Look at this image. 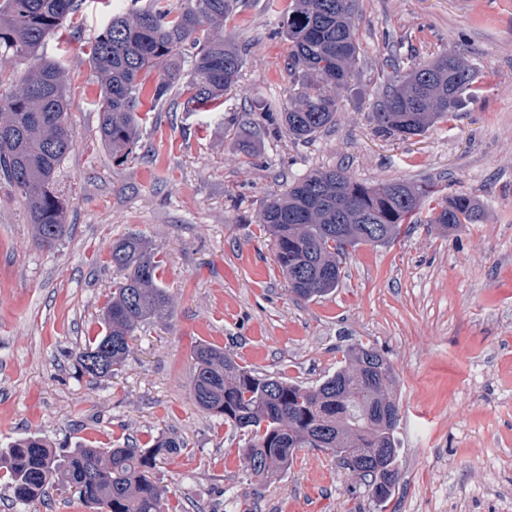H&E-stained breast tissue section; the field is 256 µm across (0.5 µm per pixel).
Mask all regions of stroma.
Here are the masks:
<instances>
[{
  "label": "stroma",
  "mask_w": 512,
  "mask_h": 512,
  "mask_svg": "<svg viewBox=\"0 0 512 512\" xmlns=\"http://www.w3.org/2000/svg\"><path fill=\"white\" fill-rule=\"evenodd\" d=\"M131 7H88L46 47L72 102L76 147L58 178L67 235L37 247L24 199L0 183V450L32 434L61 453L179 435L189 452L154 472L171 512H512V0H356L358 57L336 120L305 140L266 116L287 110L294 84L282 0H248L224 23L248 55L223 104L144 99L139 139L118 160L99 141L89 56L111 14ZM447 50L481 72L461 109L419 136L381 132L386 59L405 71ZM335 168L371 184L431 179L478 196L485 215L349 249L336 291L300 302L258 214L304 175ZM127 235L157 252L171 302L135 330L123 366L91 385L74 364L101 330L120 279L107 256ZM203 342L305 386L333 374L350 345L385 352L401 405L400 483L387 508L314 448L287 475L251 478L239 435L193 400ZM0 512L87 510L69 490L16 504L1 478Z\"/></svg>",
  "instance_id": "35a3bbf8"
}]
</instances>
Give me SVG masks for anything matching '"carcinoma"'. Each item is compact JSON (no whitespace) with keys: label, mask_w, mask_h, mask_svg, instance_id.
<instances>
[{"label":"carcinoma","mask_w":512,"mask_h":512,"mask_svg":"<svg viewBox=\"0 0 512 512\" xmlns=\"http://www.w3.org/2000/svg\"><path fill=\"white\" fill-rule=\"evenodd\" d=\"M86 0H0V179L27 203L36 244L52 249L68 233L56 174L75 141L64 71L44 53L59 27ZM245 0H148L112 17L96 37L89 63L101 80V144L116 154L135 144L142 99H184L206 109L235 87L247 48L236 47L219 25ZM355 0H288L283 17L289 71L302 74L282 113L288 134L306 139L336 121V89L350 76L358 47ZM191 55L190 75L182 62ZM30 62L17 74L14 63ZM155 76L149 85L146 79ZM479 72L445 52L396 75L374 113L382 132L421 135L459 110L462 91ZM483 205L467 192L442 193L432 180L377 185L336 169L315 170L268 200L258 222L267 230L275 261L298 301L337 288L347 248L383 244L416 224L455 231L477 224ZM381 224L385 239L365 231ZM112 266L123 272L102 313V331L76 358L75 374L90 383L109 377L95 362L117 369L130 354L131 333L170 303L158 283L160 260L137 236L112 244ZM190 388L200 409L243 436L238 449L246 472L264 480L291 469L300 448H322L368 488L381 508L399 482L396 431L399 403L394 368L371 345L354 344L344 364L307 387L260 375L224 348L201 343L193 351ZM188 443L161 434L142 448L82 444L66 455L36 435L0 451L14 501L28 506L60 489H73L94 512H167V489L153 476L158 462L179 456Z\"/></svg>","instance_id":"obj_1"}]
</instances>
